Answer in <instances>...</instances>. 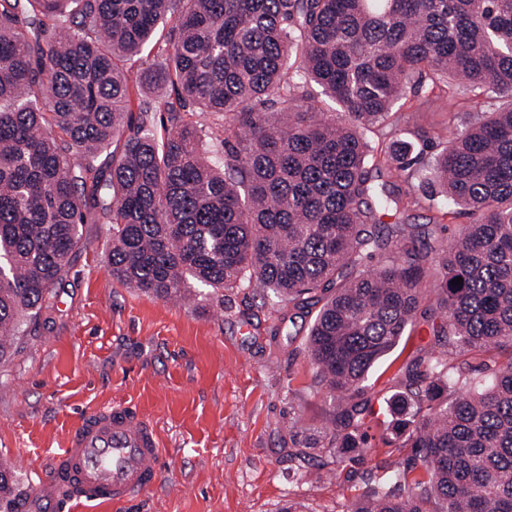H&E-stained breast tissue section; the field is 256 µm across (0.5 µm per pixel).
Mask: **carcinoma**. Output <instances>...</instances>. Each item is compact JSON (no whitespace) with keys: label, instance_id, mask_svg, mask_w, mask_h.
I'll return each instance as SVG.
<instances>
[{"label":"carcinoma","instance_id":"cac0c4a2","mask_svg":"<svg viewBox=\"0 0 512 512\" xmlns=\"http://www.w3.org/2000/svg\"><path fill=\"white\" fill-rule=\"evenodd\" d=\"M149 46L158 64L130 77ZM311 83L339 112L313 111ZM155 85L175 98L129 111ZM451 86L494 108L432 128L426 163L394 105L408 91L435 112ZM372 129L389 138L390 177L432 193L373 192ZM425 205L469 216L454 244L375 223ZM99 214L112 276L144 294L252 285L299 314L318 307L309 358L330 400L346 397L337 479L370 447V371L429 318L434 290L432 335L491 363L479 381L467 360L411 364L395 398L411 455L352 512H512V0H0V362ZM15 494L1 467L0 512Z\"/></svg>","mask_w":512,"mask_h":512}]
</instances>
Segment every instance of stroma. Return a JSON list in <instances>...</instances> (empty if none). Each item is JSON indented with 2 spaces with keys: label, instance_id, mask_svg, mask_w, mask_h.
<instances>
[{
  "label": "stroma",
  "instance_id": "1",
  "mask_svg": "<svg viewBox=\"0 0 512 512\" xmlns=\"http://www.w3.org/2000/svg\"><path fill=\"white\" fill-rule=\"evenodd\" d=\"M490 104L452 90L438 112L418 111L410 96L396 108L411 115L405 133L416 142L449 113L468 122ZM81 230L83 247L53 307L0 364V457L17 474L19 512H59L42 491L55 454L86 414L120 401L156 426L159 477L96 512H283L291 502L304 512H350L358 476L327 480L315 460L297 455L326 446L333 429L334 405L306 348L309 317L283 320L258 288L225 290L220 305L149 297L113 278L107 220ZM434 346L428 323L418 322L373 368L365 469L407 456L391 428L397 377Z\"/></svg>",
  "mask_w": 512,
  "mask_h": 512
}]
</instances>
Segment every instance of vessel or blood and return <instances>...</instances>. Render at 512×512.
I'll return each instance as SVG.
<instances>
[{
	"label": "vessel or blood",
	"instance_id": "b4317fda",
	"mask_svg": "<svg viewBox=\"0 0 512 512\" xmlns=\"http://www.w3.org/2000/svg\"><path fill=\"white\" fill-rule=\"evenodd\" d=\"M161 455L154 424L131 403L87 414L53 460L45 486L58 507L112 505L154 485Z\"/></svg>",
	"mask_w": 512,
	"mask_h": 512
}]
</instances>
